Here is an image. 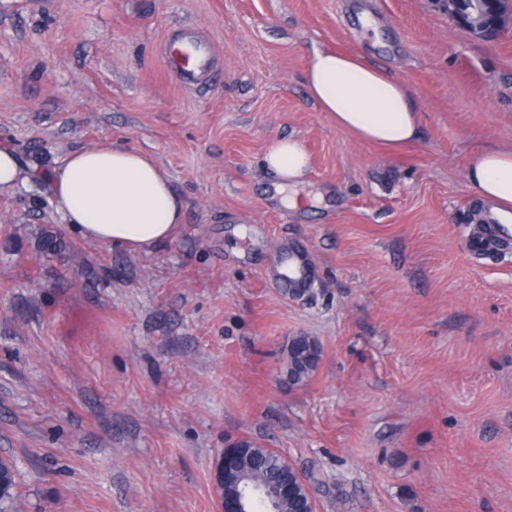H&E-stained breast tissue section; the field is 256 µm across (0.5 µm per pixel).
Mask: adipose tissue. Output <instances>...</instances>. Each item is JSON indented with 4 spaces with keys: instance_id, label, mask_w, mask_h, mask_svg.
Returning a JSON list of instances; mask_svg holds the SVG:
<instances>
[{
    "instance_id": "adipose-tissue-1",
    "label": "adipose tissue",
    "mask_w": 512,
    "mask_h": 512,
    "mask_svg": "<svg viewBox=\"0 0 512 512\" xmlns=\"http://www.w3.org/2000/svg\"><path fill=\"white\" fill-rule=\"evenodd\" d=\"M311 98L337 127L359 139L397 149L418 135L419 113L409 89L358 56L331 49L314 52L306 75ZM303 143L273 141L262 165L285 192L288 207L303 203L296 189L310 168ZM467 181L495 212L512 209V150L475 156ZM37 180L47 184L51 203L69 226L87 240L149 251L171 240L185 217L183 199L153 156L104 145L70 154L62 168H23L15 153L0 147V191Z\"/></svg>"
}]
</instances>
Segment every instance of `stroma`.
<instances>
[{
    "label": "stroma",
    "mask_w": 512,
    "mask_h": 512,
    "mask_svg": "<svg viewBox=\"0 0 512 512\" xmlns=\"http://www.w3.org/2000/svg\"><path fill=\"white\" fill-rule=\"evenodd\" d=\"M184 26L215 51L197 88L163 63ZM321 48L406 84L419 137L338 128L304 81ZM288 136L313 160L300 209L261 167ZM106 142L151 154L185 221L141 254L80 237L41 184L0 193L21 512H218L237 438L286 456L319 512H512V249L468 252L465 178L512 149V13L488 38L441 0H0V146L58 169ZM295 336L320 349L300 382ZM250 449L248 439L240 438L228 443L224 448V473H221L217 468L215 469V484L218 485L219 480L224 481L225 473L234 471L237 465L238 458L241 454Z\"/></svg>",
    "instance_id": "obj_1"
}]
</instances>
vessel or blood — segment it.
Listing matches in <instances>:
<instances>
[{"instance_id": "b4317fda", "label": "vessel or blood", "mask_w": 512, "mask_h": 512, "mask_svg": "<svg viewBox=\"0 0 512 512\" xmlns=\"http://www.w3.org/2000/svg\"><path fill=\"white\" fill-rule=\"evenodd\" d=\"M163 60L166 69L187 85H200L212 72L211 47L191 28L166 40Z\"/></svg>"}]
</instances>
